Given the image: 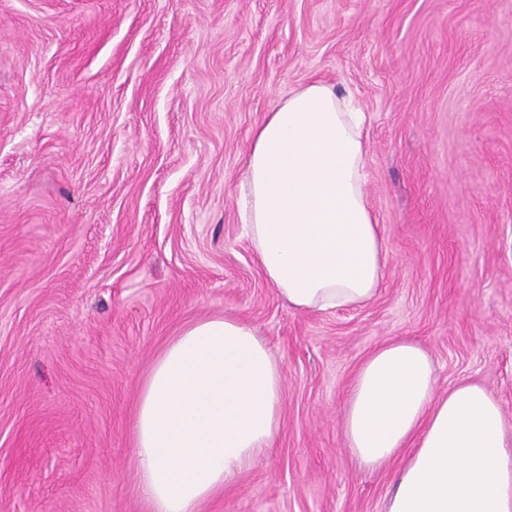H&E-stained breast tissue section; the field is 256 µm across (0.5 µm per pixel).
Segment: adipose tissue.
<instances>
[{
	"instance_id": "ef3b65f1",
	"label": "adipose tissue",
	"mask_w": 512,
	"mask_h": 512,
	"mask_svg": "<svg viewBox=\"0 0 512 512\" xmlns=\"http://www.w3.org/2000/svg\"><path fill=\"white\" fill-rule=\"evenodd\" d=\"M366 116L334 86L289 92L251 132L237 204L265 277L289 306L369 303L386 273L368 204ZM284 375L266 341L227 316L186 325L155 359L138 402L142 495L151 512H200L272 447ZM346 445L373 468L405 453L385 512H512V438L499 400L458 383L440 393L410 340L359 366Z\"/></svg>"
}]
</instances>
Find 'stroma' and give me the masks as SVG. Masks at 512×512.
<instances>
[{
    "instance_id": "obj_1",
    "label": "stroma",
    "mask_w": 512,
    "mask_h": 512,
    "mask_svg": "<svg viewBox=\"0 0 512 512\" xmlns=\"http://www.w3.org/2000/svg\"><path fill=\"white\" fill-rule=\"evenodd\" d=\"M350 92L387 249L368 305L289 307L235 201L288 91ZM254 327L284 378L272 453L202 512H383L343 416L411 339L512 435V0H0V512H148L142 381L186 324Z\"/></svg>"
}]
</instances>
